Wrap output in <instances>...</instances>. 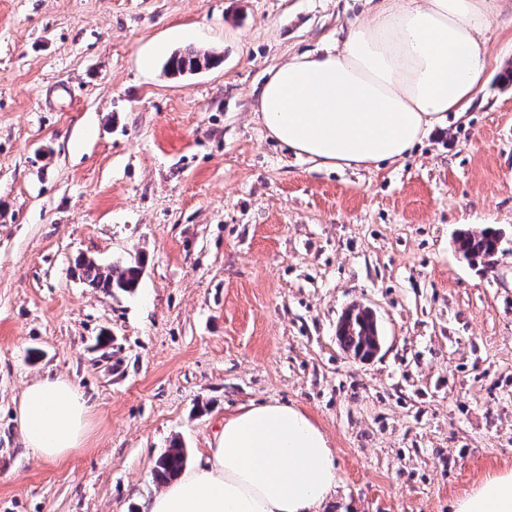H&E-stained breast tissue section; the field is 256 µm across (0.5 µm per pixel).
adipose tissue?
Returning <instances> with one entry per match:
<instances>
[{
  "label": "adipose tissue",
  "instance_id": "obj_1",
  "mask_svg": "<svg viewBox=\"0 0 512 512\" xmlns=\"http://www.w3.org/2000/svg\"><path fill=\"white\" fill-rule=\"evenodd\" d=\"M502 0H378L341 47L271 69L256 113L269 136L316 167H379L401 159L482 90L486 34ZM88 405L60 379L21 394L25 448L59 460L79 447ZM323 431L300 409L262 403L225 417L204 465L145 512H321L338 485ZM456 512H512V470L485 478Z\"/></svg>",
  "mask_w": 512,
  "mask_h": 512
}]
</instances>
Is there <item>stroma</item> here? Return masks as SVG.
<instances>
[{
	"mask_svg": "<svg viewBox=\"0 0 512 512\" xmlns=\"http://www.w3.org/2000/svg\"><path fill=\"white\" fill-rule=\"evenodd\" d=\"M365 0H0V512H142L172 440L277 401L325 433L323 512H454L512 470V11L475 105L380 169H317L255 115L271 68ZM219 66L173 76L176 52ZM500 234L493 266L456 249ZM144 261L104 293L76 257ZM381 349L339 344L353 305ZM71 382L84 443L24 448L21 392Z\"/></svg>",
	"mask_w": 512,
	"mask_h": 512,
	"instance_id": "1",
	"label": "stroma"
}]
</instances>
